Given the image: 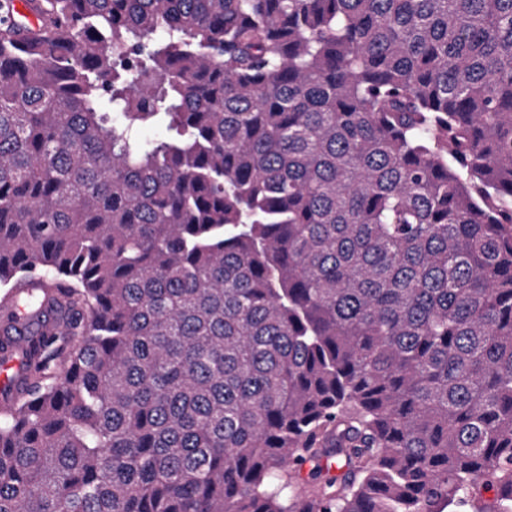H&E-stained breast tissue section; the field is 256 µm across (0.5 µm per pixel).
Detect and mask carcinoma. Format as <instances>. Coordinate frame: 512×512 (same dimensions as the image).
Instances as JSON below:
<instances>
[{
	"label": "carcinoma",
	"mask_w": 512,
	"mask_h": 512,
	"mask_svg": "<svg viewBox=\"0 0 512 512\" xmlns=\"http://www.w3.org/2000/svg\"><path fill=\"white\" fill-rule=\"evenodd\" d=\"M33 2L0 512H512V0Z\"/></svg>",
	"instance_id": "carcinoma-1"
}]
</instances>
